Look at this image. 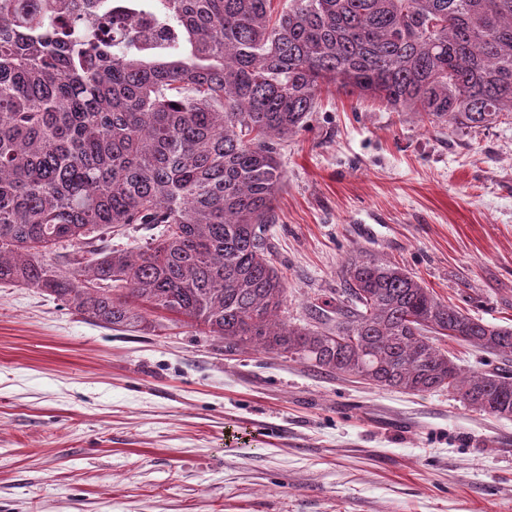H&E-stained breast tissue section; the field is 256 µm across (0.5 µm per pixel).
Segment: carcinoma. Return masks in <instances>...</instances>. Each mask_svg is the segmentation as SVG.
<instances>
[{"mask_svg":"<svg viewBox=\"0 0 512 512\" xmlns=\"http://www.w3.org/2000/svg\"><path fill=\"white\" fill-rule=\"evenodd\" d=\"M0 0V285L111 329L152 313L236 351L287 355L512 418V374L464 372L442 339L512 359V327L355 257L315 321H277L264 243L278 156L325 87L433 129L512 117V0ZM137 226L145 246L102 242ZM75 256L62 266L63 243Z\"/></svg>","mask_w":512,"mask_h":512,"instance_id":"carcinoma-1","label":"carcinoma"}]
</instances>
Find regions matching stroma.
I'll list each match as a JSON object with an SVG mask.
<instances>
[{
    "label": "stroma",
    "mask_w": 512,
    "mask_h": 512,
    "mask_svg": "<svg viewBox=\"0 0 512 512\" xmlns=\"http://www.w3.org/2000/svg\"><path fill=\"white\" fill-rule=\"evenodd\" d=\"M280 163L282 320L364 254L512 325L511 119L437 131L332 89ZM0 512H512V419L0 285Z\"/></svg>",
    "instance_id": "obj_1"
}]
</instances>
